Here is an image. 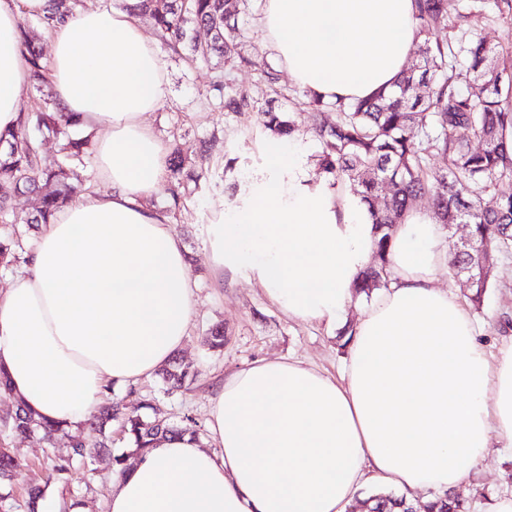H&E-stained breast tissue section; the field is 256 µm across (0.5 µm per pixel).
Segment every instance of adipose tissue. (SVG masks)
Masks as SVG:
<instances>
[{"mask_svg": "<svg viewBox=\"0 0 512 512\" xmlns=\"http://www.w3.org/2000/svg\"><path fill=\"white\" fill-rule=\"evenodd\" d=\"M135 2L79 7L46 30L54 99L91 133L96 176L0 289V373L35 418L71 429L168 363L196 304L185 250L151 203L168 152L145 116L167 76ZM49 5L0 0L2 137L30 78L21 20ZM259 25L292 84L328 100L392 89L416 42L413 0H263ZM264 156L269 177L208 227L211 267L257 282L288 317L336 325L375 226L285 143ZM387 259L394 278L356 321L344 381L300 361L236 370L210 402L214 450L186 435L158 443L118 475L108 512H345L366 477L446 492L512 451V343L488 358L467 307L434 286L447 230L411 211Z\"/></svg>", "mask_w": 512, "mask_h": 512, "instance_id": "adipose-tissue-1", "label": "adipose tissue"}]
</instances>
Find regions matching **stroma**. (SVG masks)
<instances>
[{
  "mask_svg": "<svg viewBox=\"0 0 512 512\" xmlns=\"http://www.w3.org/2000/svg\"><path fill=\"white\" fill-rule=\"evenodd\" d=\"M477 35L496 47L505 61L512 62V9L498 10L487 4L474 26ZM156 49L169 76V93L164 106L149 119L166 148H179L195 161L206 177L204 190L186 210L172 220L186 249L190 273L197 282L196 307L190 333L178 356L195 372L196 378L177 391L166 390L160 375L140 381L133 390L117 389L111 396L126 410H137L141 400L153 399L170 423L183 425L193 419L203 447H211L208 410L216 387L233 371L271 359L300 360L333 378L343 375L348 347L341 328L288 318L270 302L253 281L239 280L218 285L209 266L204 241L216 208H231L253 183L267 177L263 146L269 133L262 125L268 109L294 116L298 131L294 144L302 163L314 166L318 144L311 130L302 90L287 77H280L276 89L266 88L258 71L229 69L216 61L191 63L173 54L164 43ZM254 91L257 100L242 115L225 112L213 84L218 78ZM436 287L456 294L467 302L478 328V339L489 354H497L504 342L512 340V253L498 258L496 278L481 303L470 302V292L449 276L447 270L435 275ZM224 327V349L214 353L205 344L207 329ZM11 395L0 393V445L13 448L21 462L11 484L0 486V512H26V489L32 480L45 476L46 444L39 436L15 439L4 420L13 409ZM112 443L94 460L74 462L69 480L50 485L48 512L56 504H74L79 512H107V500L116 480L112 458L128 453L129 443L120 423L110 430ZM459 492L470 498L472 512H488L498 498L512 495V454L490 453L481 471Z\"/></svg>",
  "mask_w": 512,
  "mask_h": 512,
  "instance_id": "1",
  "label": "stroma"
}]
</instances>
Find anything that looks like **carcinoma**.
<instances>
[{"instance_id":"cac0c4a2","label":"carcinoma","mask_w":512,"mask_h":512,"mask_svg":"<svg viewBox=\"0 0 512 512\" xmlns=\"http://www.w3.org/2000/svg\"><path fill=\"white\" fill-rule=\"evenodd\" d=\"M50 13L40 19L43 27L73 8L78 0H50ZM252 0H138L135 8L149 17L161 38L176 52L186 49L194 60L216 56L231 67H249L260 71L261 81L269 88L278 81V71L264 61L244 53L239 19L251 8ZM480 0H414L413 18L419 39L420 60L401 74L396 89L378 92L355 101L325 100L308 95L306 106L313 114V133L319 151V169L333 178V184H346L364 204L376 224L380 237L375 261L363 272L356 293L370 295L388 287L389 243L396 225L405 221L416 201L431 200L432 218L444 228L470 225L474 243L482 250L453 248L448 273L457 276L484 261L487 273L468 286L471 300L479 303L494 279L497 257L512 252V194L499 192V184L512 180V144L506 131H512V67L501 62L497 50L477 37L461 22L477 16ZM29 55L31 80L43 91L47 80L42 53L35 38L22 31ZM224 110L241 114L252 107L249 91L222 82ZM328 109L336 110L335 120L321 122ZM69 118L57 107L51 93L43 104L24 115L12 133L7 151L0 154V186L37 195L35 214L26 220L10 212L6 198L0 197V266L9 267L25 259V246L18 226L26 223L48 224L84 187L79 172L91 136L67 138L57 153L46 156L28 135L35 126L43 136L59 137ZM264 126L275 137L286 139L296 130L287 112L264 113ZM481 142L474 149L470 139ZM170 178L183 191L171 193L170 210L178 212L187 198L197 194L202 174L178 150L169 158ZM389 193L381 195L385 180ZM491 197L486 205L483 197ZM167 390L182 387L190 378L188 368L174 364L161 372ZM142 414L126 415L117 403L99 408L89 422L95 433L104 434L106 425L122 422L140 455L169 436L194 433L191 422L183 428L157 418L156 406L149 400L140 404ZM16 436L35 431L49 444L63 427L37 420L20 403L5 420ZM104 446L101 441L79 437L71 443L70 454L50 460L44 484L28 491V512H35L51 482H64L76 460L91 456V449ZM19 466L8 448H0V484L8 483ZM365 512H471L472 505L455 492H448L430 505L403 497L379 494L362 502Z\"/></svg>"}]
</instances>
